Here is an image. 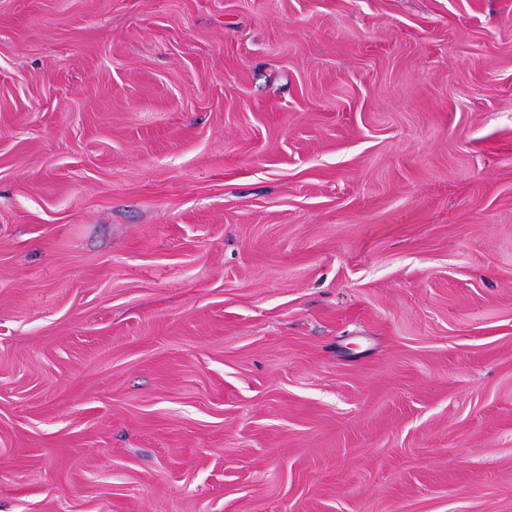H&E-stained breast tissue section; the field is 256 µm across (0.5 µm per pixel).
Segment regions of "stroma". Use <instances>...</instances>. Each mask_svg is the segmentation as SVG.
<instances>
[{
  "label": "stroma",
  "mask_w": 512,
  "mask_h": 512,
  "mask_svg": "<svg viewBox=\"0 0 512 512\" xmlns=\"http://www.w3.org/2000/svg\"><path fill=\"white\" fill-rule=\"evenodd\" d=\"M0 512H512V0H0Z\"/></svg>",
  "instance_id": "obj_1"
}]
</instances>
